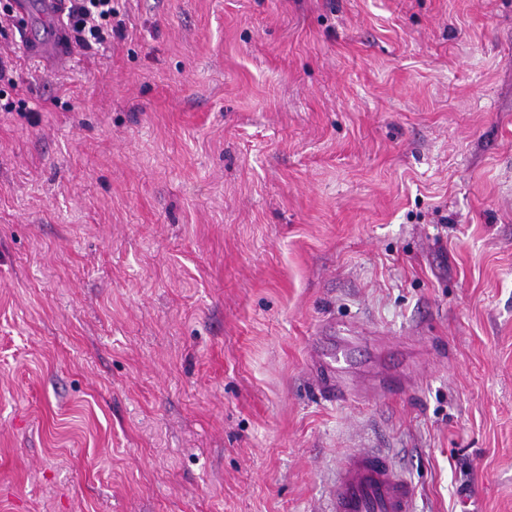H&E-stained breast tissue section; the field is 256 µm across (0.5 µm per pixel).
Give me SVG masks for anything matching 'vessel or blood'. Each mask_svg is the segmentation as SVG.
Masks as SVG:
<instances>
[{
	"label": "vessel or blood",
	"instance_id": "1",
	"mask_svg": "<svg viewBox=\"0 0 512 512\" xmlns=\"http://www.w3.org/2000/svg\"><path fill=\"white\" fill-rule=\"evenodd\" d=\"M66 0H17L18 20L38 13L56 27L57 35L44 43L31 44V52L52 67L62 68L72 59L71 45L62 27ZM403 388L400 373L386 374L358 391L369 397L378 393L392 395ZM326 512H417L416 497L409 481L395 468L392 460L375 450H360L346 455L330 489Z\"/></svg>",
	"mask_w": 512,
	"mask_h": 512
}]
</instances>
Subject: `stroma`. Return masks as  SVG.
I'll return each mask as SVG.
<instances>
[{
  "mask_svg": "<svg viewBox=\"0 0 512 512\" xmlns=\"http://www.w3.org/2000/svg\"><path fill=\"white\" fill-rule=\"evenodd\" d=\"M0 82V512H321L388 454L512 512V0H122ZM348 337L332 400L314 346ZM403 377L400 373H388L357 390V395L369 397L378 393L392 395L403 388Z\"/></svg>",
  "mask_w": 512,
  "mask_h": 512,
  "instance_id": "1",
  "label": "stroma"
}]
</instances>
